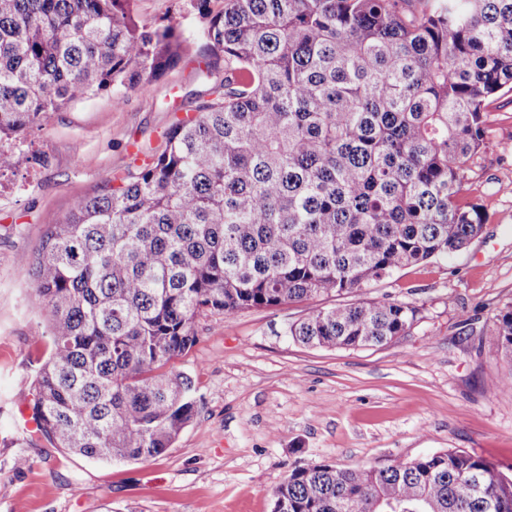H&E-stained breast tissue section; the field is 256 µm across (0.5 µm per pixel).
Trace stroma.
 Masks as SVG:
<instances>
[{"label": "stroma", "mask_w": 512, "mask_h": 512, "mask_svg": "<svg viewBox=\"0 0 512 512\" xmlns=\"http://www.w3.org/2000/svg\"><path fill=\"white\" fill-rule=\"evenodd\" d=\"M140 21L178 25L181 58L144 90L99 93L25 132L29 159L0 176V512H271L289 470L368 465L448 448L512 472V360L496 315L512 304V92L488 104L486 144L463 196L489 219L466 250L404 268L370 296L412 302L408 336L362 349L307 347L288 325L314 301L199 316L198 341L171 361L197 387L198 413L172 448L139 462H92L19 425L49 340L32 301L29 262L74 199L120 179L132 142L161 152L174 109L189 110L224 57L189 0H134Z\"/></svg>", "instance_id": "stroma-1"}]
</instances>
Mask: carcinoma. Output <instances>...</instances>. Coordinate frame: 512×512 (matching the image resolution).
<instances>
[{"instance_id": "cac0c4a2", "label": "carcinoma", "mask_w": 512, "mask_h": 512, "mask_svg": "<svg viewBox=\"0 0 512 512\" xmlns=\"http://www.w3.org/2000/svg\"><path fill=\"white\" fill-rule=\"evenodd\" d=\"M223 79L159 154L72 204L30 261L51 351L39 430L70 454L141 461L193 421L167 369L204 312L345 297L288 325L310 347L409 334L421 309L367 297L398 270L467 248L488 217L463 199L487 100L512 91V0H192ZM133 0H0V175L32 125L91 95L146 89L178 63L173 25ZM512 357V306L496 316ZM272 512H512V473L448 448L407 461L292 468Z\"/></svg>"}]
</instances>
